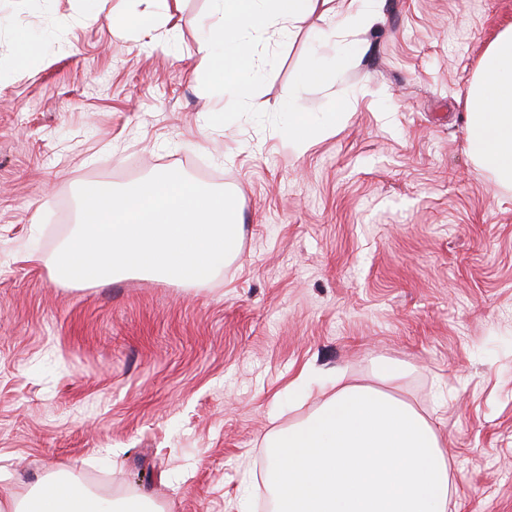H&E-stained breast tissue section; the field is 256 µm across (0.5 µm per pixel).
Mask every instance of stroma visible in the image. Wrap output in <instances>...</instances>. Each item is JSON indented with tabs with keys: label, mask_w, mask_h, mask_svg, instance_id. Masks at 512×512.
Segmentation results:
<instances>
[{
	"label": "stroma",
	"mask_w": 512,
	"mask_h": 512,
	"mask_svg": "<svg viewBox=\"0 0 512 512\" xmlns=\"http://www.w3.org/2000/svg\"><path fill=\"white\" fill-rule=\"evenodd\" d=\"M159 0H0V499L46 477L171 512H259L266 442L337 388L390 391L448 453L447 512H512V192L466 150L477 62L512 0H381L358 27L338 0L284 42L253 44L252 99L210 112L197 39L211 0L154 37L112 16ZM92 11L98 20L79 23ZM359 40L334 87L346 120L298 153L283 110L322 32ZM232 191L238 256L211 280L56 279L85 182L161 168Z\"/></svg>",
	"instance_id": "stroma-1"
}]
</instances>
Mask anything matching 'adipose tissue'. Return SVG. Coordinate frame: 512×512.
I'll return each instance as SVG.
<instances>
[{"mask_svg":"<svg viewBox=\"0 0 512 512\" xmlns=\"http://www.w3.org/2000/svg\"><path fill=\"white\" fill-rule=\"evenodd\" d=\"M213 19L198 40L201 66L231 100L248 98L256 77L251 38L264 33L280 36L296 23L319 13L330 14L332 0H212ZM471 107L465 132L467 149L476 166L499 187L512 190V27L492 41L476 68L470 88ZM284 138L295 151L307 150L316 138L335 131L346 114L332 103L325 115L303 110L289 101ZM0 512H105L79 481L50 484L31 498L4 501Z\"/></svg>","mask_w":512,"mask_h":512,"instance_id":"obj_1","label":"adipose tissue"}]
</instances>
